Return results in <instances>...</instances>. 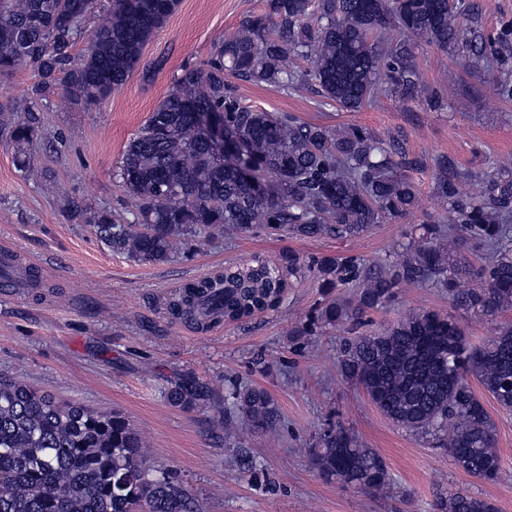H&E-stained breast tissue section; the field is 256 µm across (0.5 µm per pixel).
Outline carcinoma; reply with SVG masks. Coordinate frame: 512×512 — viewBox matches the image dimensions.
<instances>
[{
  "instance_id": "1",
  "label": "carcinoma",
  "mask_w": 512,
  "mask_h": 512,
  "mask_svg": "<svg viewBox=\"0 0 512 512\" xmlns=\"http://www.w3.org/2000/svg\"><path fill=\"white\" fill-rule=\"evenodd\" d=\"M179 0H111L104 22L83 52L73 48L95 0H0V74L36 68L41 82L30 100L0 110L15 160L28 166L38 136L33 104L49 87L94 104L121 89ZM454 53L493 75V90L512 100V23L484 37L470 0H265L236 30L216 39L205 68H186L128 143L114 177L134 202L130 226L106 210L75 208L96 224L113 251L145 262H166L201 231L240 233L255 225L299 239L356 237L377 224L419 209L420 190L399 145L365 128L297 121L244 103L226 74L286 94L315 90L347 112L381 96L439 109L449 90L428 89L416 61L417 43ZM198 112L211 114L235 152L216 153ZM476 178L482 192L461 189ZM433 191L446 206L448 234L411 237L399 266L370 271L352 297L338 296L320 319L338 328L391 299L402 283L434 282L459 308L480 319L512 310V159L477 173L435 159ZM489 241L492 253L474 270L458 256L463 235ZM288 272L263 260L228 266L182 287L172 307L201 327L238 321L278 304ZM316 270L329 284L359 274L349 259L323 258ZM341 370L362 385L393 423L431 436L466 473L493 480L501 464L496 425L472 386L512 410V324L473 345L459 320L412 310L374 335L344 344ZM199 397L191 381L166 394L190 408ZM254 434L269 438L280 412L261 388L224 396ZM325 476L375 493L388 488L383 458L346 430L324 435L312 454ZM437 512H497L488 499L450 490ZM0 512H201L170 472L150 463L140 431L120 412L60 402L0 376Z\"/></svg>"
}]
</instances>
